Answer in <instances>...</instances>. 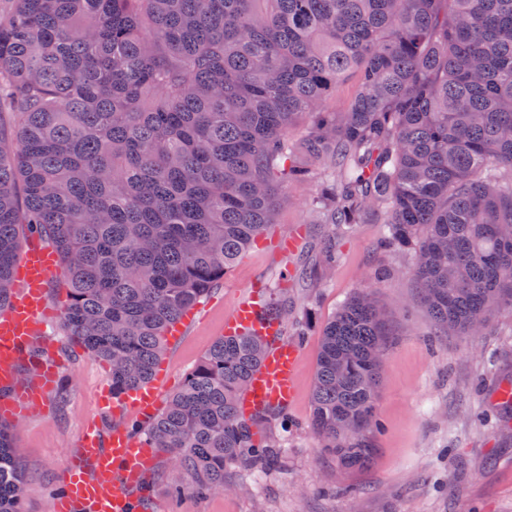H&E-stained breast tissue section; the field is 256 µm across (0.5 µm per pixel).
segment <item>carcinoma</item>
Instances as JSON below:
<instances>
[{"instance_id":"1","label":"carcinoma","mask_w":512,"mask_h":512,"mask_svg":"<svg viewBox=\"0 0 512 512\" xmlns=\"http://www.w3.org/2000/svg\"><path fill=\"white\" fill-rule=\"evenodd\" d=\"M304 182L340 232L383 217L380 249L411 253L438 330L512 313V0H0V310L21 239L41 236L63 327L112 395L151 380L168 328ZM338 260L327 248L313 277ZM390 336L369 286L322 330L311 426L349 469L382 428ZM263 350L221 337L133 428L180 473L171 500L283 461L288 430L260 429L284 412L240 407ZM25 483L0 424V512H22Z\"/></svg>"}]
</instances>
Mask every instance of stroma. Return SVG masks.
Wrapping results in <instances>:
<instances>
[{"label":"stroma","instance_id":"obj_1","mask_svg":"<svg viewBox=\"0 0 512 512\" xmlns=\"http://www.w3.org/2000/svg\"><path fill=\"white\" fill-rule=\"evenodd\" d=\"M313 188L289 190L263 242L251 248L198 304L197 320L169 342L164 355L169 398L211 344L243 298L288 301L308 318L301 351L299 395L288 408V458L268 476L252 481L238 469L224 474L226 491L184 495L168 508L179 473L157 456L147 476L151 512H512V419L496 399L512 383V314H496L476 336L435 333L409 273L406 252L378 247L383 226L368 218L345 236L320 223L310 207ZM299 231L296 249L278 248L280 237ZM340 254L325 280L312 272L328 245ZM379 283V297L393 335L386 350L378 415L384 425L376 452L362 469L347 471L323 454L311 428L310 391L324 323L354 292ZM39 346L56 358L66 391L56 392L43 412L13 424L14 454L27 473L23 512H50L53 489L77 450L85 424L103 419L100 393L108 368L55 327Z\"/></svg>","mask_w":512,"mask_h":512}]
</instances>
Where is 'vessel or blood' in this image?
I'll use <instances>...</instances> for the list:
<instances>
[{
    "label": "vessel or blood",
    "instance_id": "b4317fda",
    "mask_svg": "<svg viewBox=\"0 0 512 512\" xmlns=\"http://www.w3.org/2000/svg\"><path fill=\"white\" fill-rule=\"evenodd\" d=\"M58 269L51 246L28 243L13 269L15 291L0 312V416L11 418L32 411L58 387V364L47 354L30 357L37 336L59 318L51 307L47 290ZM263 306L257 297L240 301L225 321L224 331L241 334L258 331L268 343L266 354L253 372L250 388L242 398L246 411L266 406L288 408L297 393L299 350L289 344L281 324L262 320ZM29 360L34 381L20 385L15 367ZM103 405L115 422L108 432L98 423L85 430L79 450L71 457L60 489L52 496V512H140L134 491L152 456L132 434L123 416L137 414L152 419L160 409L155 386L146 384L120 400L104 399Z\"/></svg>",
    "mask_w": 512,
    "mask_h": 512
}]
</instances>
